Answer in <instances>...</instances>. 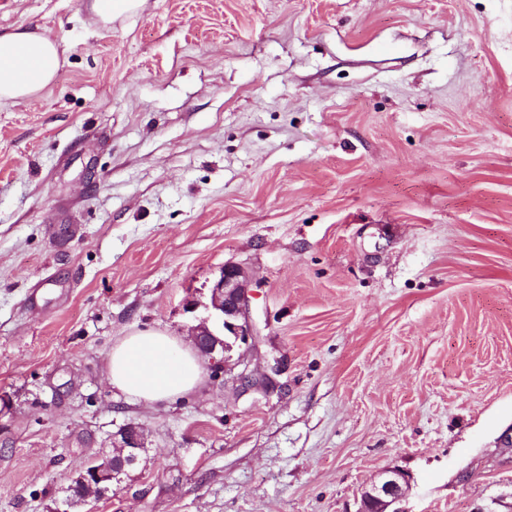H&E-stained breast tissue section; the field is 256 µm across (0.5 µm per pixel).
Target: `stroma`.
Listing matches in <instances>:
<instances>
[{
	"instance_id": "1",
	"label": "stroma",
	"mask_w": 512,
	"mask_h": 512,
	"mask_svg": "<svg viewBox=\"0 0 512 512\" xmlns=\"http://www.w3.org/2000/svg\"><path fill=\"white\" fill-rule=\"evenodd\" d=\"M88 5L0 0L66 56L0 100V512H357L393 467L400 512H512V0ZM227 263L257 336L182 398L112 388ZM144 0H90V11L103 24L126 15L136 13ZM120 436V441H112L113 448H123L118 456V462L113 466V470L112 458L115 459V451H113V448L108 453L97 457L93 463L88 466V469H98L101 472L112 471V479H119L121 474L139 461L140 451L145 447L144 441L142 440L136 426L131 424L127 425L122 430ZM87 471L80 473L78 476L72 478L70 484L67 487V492L69 493L68 500L74 507L85 504L91 497H94L95 499L101 497L112 487V481H105L101 484L99 483L96 486V490L93 495L88 494L85 489L83 480H81L82 474H85Z\"/></svg>"
}]
</instances>
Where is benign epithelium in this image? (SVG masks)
I'll use <instances>...</instances> for the list:
<instances>
[{
  "label": "benign epithelium",
  "mask_w": 512,
  "mask_h": 512,
  "mask_svg": "<svg viewBox=\"0 0 512 512\" xmlns=\"http://www.w3.org/2000/svg\"><path fill=\"white\" fill-rule=\"evenodd\" d=\"M250 303V282L245 271L235 264L224 265L211 288L209 303L204 305L215 320L216 330L202 324L194 333L195 346L201 355L213 361L215 355H226L235 345L245 344L256 335ZM112 447L121 449L112 470V477L117 478L139 461L144 441L136 426L129 424L122 430L121 439L112 442ZM409 484V475L400 469L382 472L377 481L363 490L360 512H396L392 505L400 500Z\"/></svg>",
  "instance_id": "1"
}]
</instances>
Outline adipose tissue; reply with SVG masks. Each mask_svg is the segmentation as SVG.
I'll return each mask as SVG.
<instances>
[{"label":"adipose tissue","instance_id":"obj_1","mask_svg":"<svg viewBox=\"0 0 512 512\" xmlns=\"http://www.w3.org/2000/svg\"><path fill=\"white\" fill-rule=\"evenodd\" d=\"M57 41L28 29L0 32V100L29 99L48 86L64 65ZM105 373L131 399L171 401L194 391L202 367L181 339L159 329H140L113 346Z\"/></svg>","mask_w":512,"mask_h":512}]
</instances>
